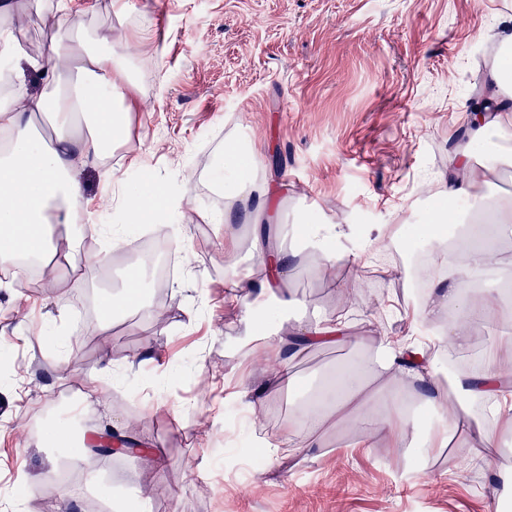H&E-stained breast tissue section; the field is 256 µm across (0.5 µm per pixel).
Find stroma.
Wrapping results in <instances>:
<instances>
[{
	"mask_svg": "<svg viewBox=\"0 0 512 512\" xmlns=\"http://www.w3.org/2000/svg\"><path fill=\"white\" fill-rule=\"evenodd\" d=\"M55 2L36 0L39 15L20 33L29 50L57 35ZM74 5L86 11L85 34L125 30L140 61L132 74L142 108L126 142L111 166L79 173L93 221L115 224L112 171L139 156L145 171L129 181L143 177L183 199L185 217L177 228L167 216L137 225L130 237L166 224L180 266L160 297L145 275V300L167 315L160 324L143 310L100 312L128 250L58 295L0 288V359L10 361L0 372V488L22 469L37 476L29 512H112L107 485L149 498L151 512H493L483 463L457 471L445 451L405 481L407 447L372 441L352 421L329 426L318 448L270 460L262 445L282 438L288 415L337 365L372 357L379 337L416 335L402 240L442 196L449 153L467 140L460 105L484 73L465 61L502 44L512 0H129L122 16L112 0ZM498 135L501 147L471 165L469 208L512 198V164L501 161L512 125ZM230 136L255 148L274 245L291 246L303 212L348 234L346 256H304L290 288L296 318L346 316L360 343L296 358L290 388L272 382L278 360L246 344L249 320L264 312L225 300L220 231L203 219L224 209L212 175ZM380 236L395 250L383 276L360 252ZM80 313L105 324L102 341L77 326ZM38 348L44 363L34 372L22 359ZM105 359L111 381H92ZM88 390L98 408L81 416L66 396ZM53 418L69 426L70 446L118 427L168 463L109 456L98 484L82 480L67 499L46 494L43 472L69 459V446L38 437Z\"/></svg>",
	"mask_w": 512,
	"mask_h": 512,
	"instance_id": "35a3bbf8",
	"label": "stroma"
}]
</instances>
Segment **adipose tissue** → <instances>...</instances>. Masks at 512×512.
<instances>
[{"label":"adipose tissue","mask_w":512,"mask_h":512,"mask_svg":"<svg viewBox=\"0 0 512 512\" xmlns=\"http://www.w3.org/2000/svg\"><path fill=\"white\" fill-rule=\"evenodd\" d=\"M25 0H0V55L8 57V71L0 76L7 85L0 94V132L8 142L0 149V261L25 272L28 262H35L49 280L83 281L94 258L71 250L66 262H57V248L48 228L53 224L72 226L83 223L90 213L76 175L79 168L98 165L128 133L133 112L141 102L125 51L116 49L111 35H98L96 42L72 37V30L82 29V12L72 10L70 0H57L56 12L62 31L46 50L31 54L17 37L19 23L29 21ZM51 72L47 89L30 94L21 79V66ZM75 74L84 81L81 91L67 94L64 78ZM484 107L472 111L469 136L458 147L448 164V207L433 215L432 223L444 224L455 216L454 204L472 195L471 182L462 180L460 171L469 168L473 148L489 128L512 123V101L503 92L502 72L491 68L480 85ZM49 121L47 136L33 134L35 117ZM216 190L240 200L247 207L245 227L251 256L268 268L261 281L235 274L239 263L238 234L223 214L209 216V223L223 228L224 296L261 302H274L272 326L259 330L256 339L267 352L277 356L280 368L276 384L291 386L294 377L288 360L307 348L336 347L350 344V325L341 317H317L304 324L290 323L288 312L297 304L289 289L296 260L302 250L336 254L343 231L334 224L315 223L302 215L301 249H277L269 244L262 220L263 203H251L253 194L263 193L252 151L230 138L224 142L220 164L213 173ZM118 206L129 220L155 217L159 209L180 214L178 199L145 183L118 180ZM494 223L466 226L456 240L465 259L452 273L434 265L427 276V292L413 312L420 322H433L445 310L459 314V321L410 343L382 339L375 357L341 365L331 372L316 394L305 400L296 416L288 418L284 443L292 448H316L320 434L330 417L355 415L369 438L401 440L411 431L421 430L424 455L436 449L461 446L480 449L481 460L501 478L497 460L512 456L502 435L512 432V370L497 365L491 355L498 338H488L487 356L478 368L443 381L436 369L431 348L469 349L474 327L512 326V307L505 305L498 291L480 288L471 294L467 285L476 284L498 265V244L512 236V200L499 204ZM147 263L138 260L126 271L118 290L108 298L106 307L120 313L128 308L145 309L144 276ZM419 403L430 419L419 426L410 416V403ZM490 405L492 419L473 417L471 404Z\"/></svg>","instance_id":"adipose-tissue-1"}]
</instances>
